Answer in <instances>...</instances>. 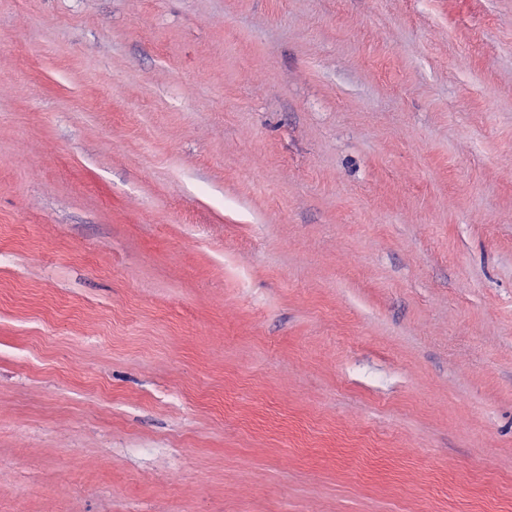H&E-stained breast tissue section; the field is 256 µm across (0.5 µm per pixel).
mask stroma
Here are the masks:
<instances>
[{
  "label": "stroma",
  "mask_w": 512,
  "mask_h": 512,
  "mask_svg": "<svg viewBox=\"0 0 512 512\" xmlns=\"http://www.w3.org/2000/svg\"><path fill=\"white\" fill-rule=\"evenodd\" d=\"M0 512H512V0H0Z\"/></svg>",
  "instance_id": "stroma-1"
}]
</instances>
